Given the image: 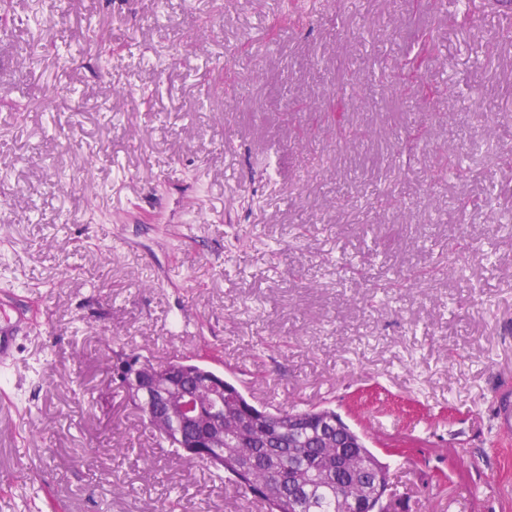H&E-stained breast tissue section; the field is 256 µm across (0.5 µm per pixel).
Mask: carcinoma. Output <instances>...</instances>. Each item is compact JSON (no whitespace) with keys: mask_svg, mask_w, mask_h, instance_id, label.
<instances>
[{"mask_svg":"<svg viewBox=\"0 0 512 512\" xmlns=\"http://www.w3.org/2000/svg\"><path fill=\"white\" fill-rule=\"evenodd\" d=\"M168 398L147 422L159 436L174 424L169 402L188 393L203 409L216 397L181 367L168 371ZM223 410L216 422L188 432L212 434L224 448L215 474H228L267 512H369L377 474H389L365 442L329 425L336 412L312 407L303 411H265L252 416V403L226 380Z\"/></svg>","mask_w":512,"mask_h":512,"instance_id":"carcinoma-1","label":"carcinoma"}]
</instances>
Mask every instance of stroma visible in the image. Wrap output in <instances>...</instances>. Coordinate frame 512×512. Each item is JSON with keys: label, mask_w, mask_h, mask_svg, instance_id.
Returning a JSON list of instances; mask_svg holds the SVG:
<instances>
[{"label": "stroma", "mask_w": 512, "mask_h": 512, "mask_svg": "<svg viewBox=\"0 0 512 512\" xmlns=\"http://www.w3.org/2000/svg\"><path fill=\"white\" fill-rule=\"evenodd\" d=\"M307 7L9 0L0 512H262L153 436L121 350L335 410L400 512H512V25L493 0ZM422 37L430 99L402 87Z\"/></svg>", "instance_id": "stroma-1"}]
</instances>
